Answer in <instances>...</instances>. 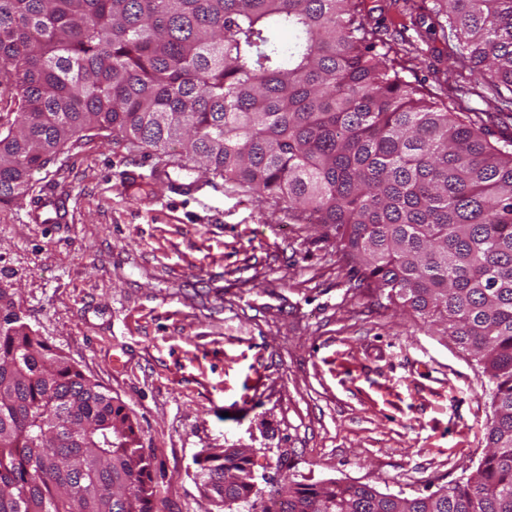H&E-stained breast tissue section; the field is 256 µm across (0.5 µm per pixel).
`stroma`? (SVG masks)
<instances>
[{"label": "stroma", "mask_w": 512, "mask_h": 512, "mask_svg": "<svg viewBox=\"0 0 512 512\" xmlns=\"http://www.w3.org/2000/svg\"><path fill=\"white\" fill-rule=\"evenodd\" d=\"M421 4L367 0V20L400 44ZM408 65L449 107L512 133L478 71L423 42ZM47 193L66 199L68 223L29 220ZM357 278L325 228L278 199L106 132L71 139L0 204V288L126 406L156 512H208L194 460L211 448H252L265 495L336 481L426 496L476 470L486 377Z\"/></svg>", "instance_id": "35a3bbf8"}]
</instances>
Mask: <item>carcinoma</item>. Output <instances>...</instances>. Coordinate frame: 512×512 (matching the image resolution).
I'll use <instances>...</instances> for the list:
<instances>
[{
	"instance_id": "obj_1",
	"label": "carcinoma",
	"mask_w": 512,
	"mask_h": 512,
	"mask_svg": "<svg viewBox=\"0 0 512 512\" xmlns=\"http://www.w3.org/2000/svg\"><path fill=\"white\" fill-rule=\"evenodd\" d=\"M426 35L512 112V0H422ZM366 0H0V204L76 135L179 148L324 225L343 257L487 377V452L424 497L286 483L279 512H512V136L493 144L406 80ZM288 36L285 44L275 39ZM207 499L253 512L251 459L211 448ZM80 495L71 496L73 488ZM126 407L0 290V512H155Z\"/></svg>"
}]
</instances>
